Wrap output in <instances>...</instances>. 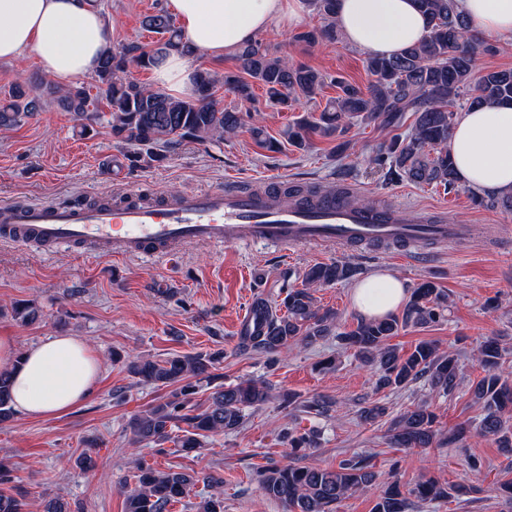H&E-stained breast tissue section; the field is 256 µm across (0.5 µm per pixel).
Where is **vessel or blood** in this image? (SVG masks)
<instances>
[{
    "label": "vessel or blood",
    "instance_id": "1",
    "mask_svg": "<svg viewBox=\"0 0 512 512\" xmlns=\"http://www.w3.org/2000/svg\"><path fill=\"white\" fill-rule=\"evenodd\" d=\"M454 227L429 223L408 205L357 209L329 193L284 202L272 192L224 185L164 200L133 190L92 204H0V240L67 246L92 255L167 257L180 244L263 243L280 252L299 245L446 241Z\"/></svg>",
    "mask_w": 512,
    "mask_h": 512
}]
</instances>
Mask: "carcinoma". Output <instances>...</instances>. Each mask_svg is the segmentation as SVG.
I'll return each instance as SVG.
<instances>
[{
  "mask_svg": "<svg viewBox=\"0 0 512 512\" xmlns=\"http://www.w3.org/2000/svg\"><path fill=\"white\" fill-rule=\"evenodd\" d=\"M325 20V25L295 36L298 42L312 44L336 36L337 0H310ZM455 0H417L426 16L427 33L417 45L390 58L371 56L367 70L369 84L339 82L340 93L315 115L310 113L285 132L288 143L299 150L313 145V137L336 138V152L344 153L349 142L344 137L355 122H376L382 127L399 129L405 114L415 116L411 132L395 135L368 159L390 181L407 179L418 185L456 187L457 177L448 140L457 118L455 107L469 91L470 104H512V68L486 69L476 73L479 55L488 51L484 43L468 33L464 16ZM142 25L160 35L150 49L137 41L100 57L95 78L102 91L110 118L112 138L124 146L136 148L135 162L150 165L165 158L163 149L177 142H213L236 132L242 125L241 113L219 109L213 95L217 85L230 87L238 96L255 103L254 86L264 92L266 101L288 107L293 97H310L326 83L318 70L295 64L253 42L235 54L238 71L223 78L204 70L196 73L197 96L173 99L125 77L130 65L141 69L158 66L172 50L184 47L181 31L165 12L144 16ZM50 98L87 129L98 123L103 112L98 98L91 97L82 84L59 89L39 80L25 79L12 86L0 99V130L19 125L40 111L43 99ZM487 209L512 211V196H473ZM358 268L339 262L310 267L303 276V287L290 288L282 301L281 315L264 299L250 307L248 324L240 336L239 347L276 356L293 346H311L331 335L336 311L316 305L313 289L348 281ZM447 297L430 282L420 283L411 292L402 317L388 315L379 319L358 318L352 329L338 335L340 341L356 350L358 358L376 367L377 389L404 388L424 379L431 389L446 395L460 385L457 357L440 350L431 340H421L408 354H400L390 339L406 326L436 323L445 317ZM40 309L20 304L12 309V318L22 325L39 320ZM507 350L496 337L485 338L477 348V361L484 375L472 386L471 407L474 418L448 431V446L467 447L474 437L487 438L506 455H512V366H504ZM224 360V351L157 358L136 356L126 367L138 382L164 389L166 393L145 409L133 414L126 427L129 443L151 445L159 454L173 442L176 451L191 455L204 447L205 440L219 433H231L244 423L245 411L268 400L265 383L248 380L221 385L210 394L208 406L193 412V399L199 383L215 379L214 370ZM284 406L327 416L334 401L313 397L300 401L292 394ZM15 414L11 405L10 378L0 372V423ZM386 415V407L373 402L359 409L366 423ZM434 414L421 404L405 410L391 420L387 438L393 448H429L436 437ZM317 435L288 432V447L315 448ZM380 474L366 458L353 457L339 462L334 469L310 468L292 464L270 466L259 472L257 488L266 497L282 503L285 512H337L343 499L375 485ZM135 486L123 487L126 512H167L182 502L197 482L195 476L159 470L138 463L133 475ZM470 492L463 484H441L422 479L406 490L399 481H391L378 497L373 512H416L423 505L449 498L459 499ZM21 494L0 493V512H26Z\"/></svg>",
  "mask_w": 512,
  "mask_h": 512,
  "instance_id": "cac0c4a2",
  "label": "carcinoma"
}]
</instances>
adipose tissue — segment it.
<instances>
[{"instance_id":"adipose-tissue-1","label":"adipose tissue","mask_w":512,"mask_h":512,"mask_svg":"<svg viewBox=\"0 0 512 512\" xmlns=\"http://www.w3.org/2000/svg\"><path fill=\"white\" fill-rule=\"evenodd\" d=\"M472 33L512 41V0H455ZM305 0H168L188 45L156 69L157 86L179 98L192 92L195 56L220 59L253 42L273 23L295 24ZM336 27L346 42L381 57L419 43L426 20L415 0H338ZM110 42L98 10L80 0H0V60L33 50L44 74L59 86L92 73ZM448 149L459 182L479 194H512V105L473 106L455 123ZM406 296L403 280L390 271L359 280L354 308L375 319L395 311ZM0 371L11 380L14 411L29 418L61 415L92 392L100 362L77 336L52 335L17 352L0 338Z\"/></svg>"}]
</instances>
